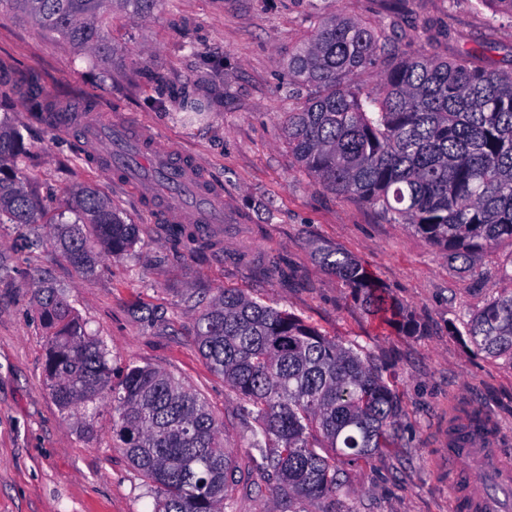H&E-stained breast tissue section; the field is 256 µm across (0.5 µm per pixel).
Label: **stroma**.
I'll return each mask as SVG.
<instances>
[{
    "instance_id": "obj_1",
    "label": "stroma",
    "mask_w": 512,
    "mask_h": 512,
    "mask_svg": "<svg viewBox=\"0 0 512 512\" xmlns=\"http://www.w3.org/2000/svg\"><path fill=\"white\" fill-rule=\"evenodd\" d=\"M384 25L400 52L454 58L472 48L487 68H512V18L477 0H158L134 20L116 11L107 26L113 52L97 57L40 30L0 4V63L11 81L37 75L52 111L92 115L108 136L122 119L155 134L159 150L181 152L222 191L218 247L189 251L165 235L163 212L117 177L102 173L82 136L33 116L22 95L0 105L20 130L28 189L57 221L67 190L96 186L142 232L130 255L77 271L58 242L30 252L25 228H0V512H153L155 498L121 449L113 414L92 428L63 413L46 382V331L32 277L51 283L114 366L174 373L203 394L224 422V444L244 462L246 415L205 365L194 339L199 299L241 288L294 312L330 336L370 352L396 377L406 421L395 447L369 464L343 468L336 495L291 503L267 480L239 489L225 512H452L448 417L488 413L496 445L512 453V359H487L459 332L461 321L507 287L502 266L512 242L484 252L468 270L406 224L320 186L295 162L283 134L290 96L289 51L332 14ZM338 246L365 261L412 314L407 335L374 319L344 281L322 270L312 250ZM281 254L294 278L261 279L244 255Z\"/></svg>"
}]
</instances>
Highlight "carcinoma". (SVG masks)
I'll return each instance as SVG.
<instances>
[{
	"mask_svg": "<svg viewBox=\"0 0 512 512\" xmlns=\"http://www.w3.org/2000/svg\"><path fill=\"white\" fill-rule=\"evenodd\" d=\"M36 25L100 56L111 46L106 19L116 8L148 15L156 0H9ZM462 49L451 60L423 51L401 54L383 25L334 15L319 22L288 56V85L303 105L285 114L288 147L319 186L409 224L467 268L503 239L512 241V70H487ZM376 73L370 86L362 76ZM31 110L47 105L38 78L21 85ZM20 132L0 120V224L40 223L38 204L19 167ZM80 221L54 225L78 270L100 254L128 255L140 228L90 186L66 193ZM194 251L214 245L194 224H169ZM321 267L351 288L369 315L417 332L367 264L340 248L315 250ZM257 274L285 283L283 257L258 261ZM36 305L47 330L46 378L59 408L81 421L104 403L117 415L113 436L158 498V512H224L249 484L224 448V423L175 375L130 365L113 381L103 343L90 335L56 288L39 286ZM474 348L512 358V287L502 288L462 321ZM195 341L207 367L224 380L254 425L245 452L274 481L276 497L307 501L341 486L345 464L368 462L391 447L406 417L395 381L369 356L298 315L238 288L215 296L196 319Z\"/></svg>",
	"mask_w": 512,
	"mask_h": 512,
	"instance_id": "1",
	"label": "carcinoma"
}]
</instances>
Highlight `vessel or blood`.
<instances>
[{
  "label": "vessel or blood",
  "instance_id": "obj_1",
  "mask_svg": "<svg viewBox=\"0 0 512 512\" xmlns=\"http://www.w3.org/2000/svg\"><path fill=\"white\" fill-rule=\"evenodd\" d=\"M88 149L104 163L105 172L120 169L136 174L137 167L155 161L167 182L176 189L170 203L169 219L175 224H214L224 218L220 200L187 161L170 153L150 151L145 140H138L137 153H129L119 144L102 146L97 135H89ZM458 437L448 445V462L455 475L450 483L455 504L462 512H504L501 495L487 492L485 483L498 485L502 492L512 490V464L495 445V427L486 423L484 430L472 431L468 420L457 421Z\"/></svg>",
  "mask_w": 512,
  "mask_h": 512
}]
</instances>
